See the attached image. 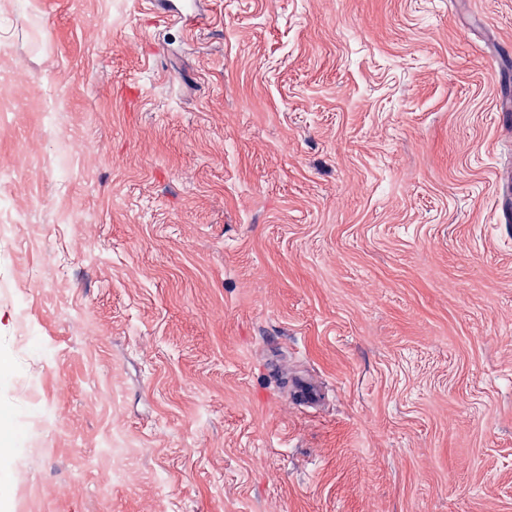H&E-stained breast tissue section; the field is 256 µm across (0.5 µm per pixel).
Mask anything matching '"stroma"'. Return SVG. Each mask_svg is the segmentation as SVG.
<instances>
[{
    "label": "stroma",
    "mask_w": 512,
    "mask_h": 512,
    "mask_svg": "<svg viewBox=\"0 0 512 512\" xmlns=\"http://www.w3.org/2000/svg\"><path fill=\"white\" fill-rule=\"evenodd\" d=\"M509 100L512 0H0V512H512Z\"/></svg>",
    "instance_id": "stroma-1"
}]
</instances>
